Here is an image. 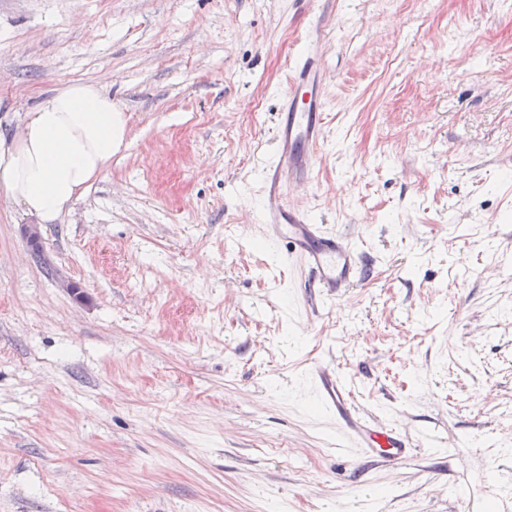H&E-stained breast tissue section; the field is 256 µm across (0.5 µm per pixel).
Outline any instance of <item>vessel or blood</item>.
<instances>
[{"label":"vessel or blood","instance_id":"vessel-or-blood-1","mask_svg":"<svg viewBox=\"0 0 512 512\" xmlns=\"http://www.w3.org/2000/svg\"><path fill=\"white\" fill-rule=\"evenodd\" d=\"M291 85L292 93L285 102L275 133L272 182L277 186L288 179H309L323 135L319 74L309 66H302L293 74ZM264 222L267 237L286 243L302 258L328 299L337 298L342 288L359 278L361 260L354 246L340 234L309 223L302 211L271 199L265 207ZM313 380L320 400L358 455L378 456L390 465L411 458V446L395 427L357 413L347 381L321 369L315 372Z\"/></svg>","mask_w":512,"mask_h":512}]
</instances>
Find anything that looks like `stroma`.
Here are the masks:
<instances>
[{
  "label": "stroma",
  "mask_w": 512,
  "mask_h": 512,
  "mask_svg": "<svg viewBox=\"0 0 512 512\" xmlns=\"http://www.w3.org/2000/svg\"><path fill=\"white\" fill-rule=\"evenodd\" d=\"M309 54L324 140L284 198L361 255L335 302L261 228ZM79 82L125 140L41 256L0 193V512L512 501V0H0V131ZM318 366L408 462L337 453Z\"/></svg>",
  "instance_id": "obj_1"
}]
</instances>
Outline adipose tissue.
Wrapping results in <instances>:
<instances>
[{
  "instance_id": "1",
  "label": "adipose tissue",
  "mask_w": 512,
  "mask_h": 512,
  "mask_svg": "<svg viewBox=\"0 0 512 512\" xmlns=\"http://www.w3.org/2000/svg\"><path fill=\"white\" fill-rule=\"evenodd\" d=\"M124 138L110 94L72 84L44 99L18 134L0 133V190L41 223L59 222L101 176Z\"/></svg>"
}]
</instances>
